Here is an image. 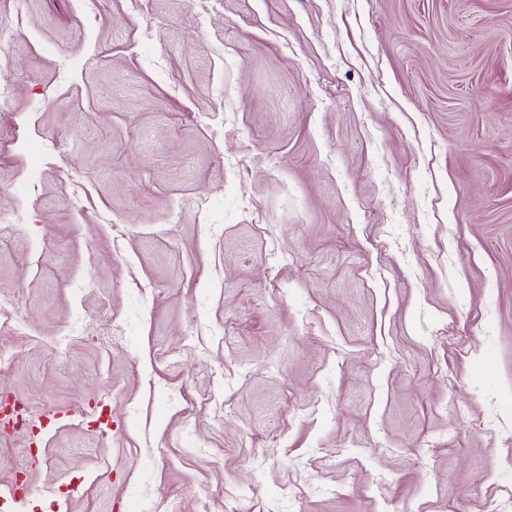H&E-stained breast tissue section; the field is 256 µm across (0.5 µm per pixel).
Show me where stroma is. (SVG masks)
Wrapping results in <instances>:
<instances>
[{
    "mask_svg": "<svg viewBox=\"0 0 512 512\" xmlns=\"http://www.w3.org/2000/svg\"><path fill=\"white\" fill-rule=\"evenodd\" d=\"M0 27L6 512H512V0ZM2 414L3 417L0 412V436L30 426L28 411L23 402L5 398Z\"/></svg>",
    "mask_w": 512,
    "mask_h": 512,
    "instance_id": "35a3bbf8",
    "label": "stroma"
}]
</instances>
